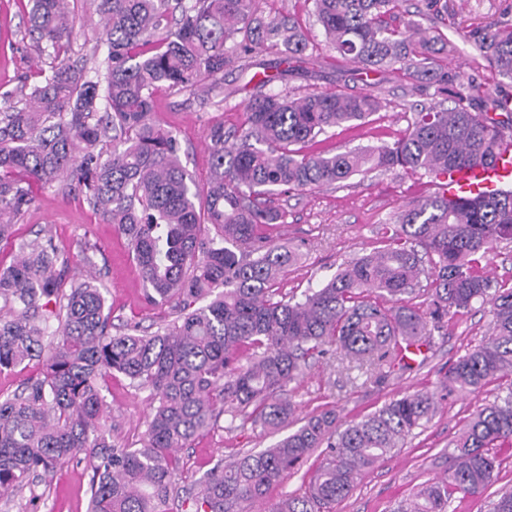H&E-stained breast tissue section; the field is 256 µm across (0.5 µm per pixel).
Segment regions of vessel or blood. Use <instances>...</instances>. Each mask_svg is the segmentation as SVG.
I'll return each instance as SVG.
<instances>
[{
    "label": "vessel or blood",
    "mask_w": 512,
    "mask_h": 512,
    "mask_svg": "<svg viewBox=\"0 0 512 512\" xmlns=\"http://www.w3.org/2000/svg\"><path fill=\"white\" fill-rule=\"evenodd\" d=\"M503 152L489 165L474 168H455L440 176L438 190L451 200H465L500 189L512 179V141L503 140Z\"/></svg>",
    "instance_id": "1"
}]
</instances>
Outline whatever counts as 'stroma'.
<instances>
[{
	"instance_id": "stroma-1",
	"label": "stroma",
	"mask_w": 512,
	"mask_h": 512,
	"mask_svg": "<svg viewBox=\"0 0 512 512\" xmlns=\"http://www.w3.org/2000/svg\"><path fill=\"white\" fill-rule=\"evenodd\" d=\"M259 6L268 15L288 13L296 17L309 34V50L316 59L314 65L295 72L287 81L274 83L272 92L298 96L336 89L371 91L383 101L382 109L365 122L319 134L312 151L334 154L393 144L408 126L410 104L444 102V95L432 81L412 80L399 72L369 73L341 59L327 46L322 28L310 13L309 0H260ZM28 8V0H0V112L18 100L24 77L35 74L37 58L25 37ZM437 8L438 22L446 26L454 45L446 64L449 73L466 74L478 85V93L472 94L469 102L473 111L497 115V101L512 94V81L495 76L468 37L492 22L512 23V0H439ZM75 13L69 58L81 65L91 60L103 34L89 0H77ZM251 93V88L231 73L225 76L223 90L201 97L165 90L157 93L154 116L179 138L182 163L197 181H204L209 171V127L221 123L229 130L239 128ZM434 191L430 175L398 168L356 175L328 189L277 196L275 204L283 211L284 221L265 227L264 232L274 242H289L302 251L299 262L282 277L281 291L301 294L308 285L330 279L338 267L353 258L383 247L386 226L394 222L397 213L412 200ZM15 229V245L0 251L4 262H11L16 244L48 236L68 257L71 275L78 277L87 269L81 243L96 242L94 271L112 309L113 323L136 324L153 331L170 320L169 306L145 302L144 286L125 238L95 214L81 193L40 191L38 203L20 216ZM491 321L487 304H474L453 316L446 331L432 337L421 365L379 386L347 383L333 359L311 364L289 386L294 416L302 421L332 407L340 420L348 421L403 394L423 387L437 388L449 364L487 338ZM497 392L498 385L493 382L480 392L440 402L426 426L416 429L403 447L367 471L332 512H394L400 500L434 482L447 468L449 441L477 409L494 400ZM104 395L112 415L113 444L138 447L154 405L150 391L133 387L119 375L109 382ZM279 438V433L249 424L241 427L232 424L230 415H221L211 431L181 449L183 467L178 482L191 484L218 462L271 447ZM322 459V450H315L298 472L271 487L265 500L253 505L250 512H267L288 495L302 492ZM90 478L86 464L63 463L51 477L23 491L0 495V512H87Z\"/></svg>"
}]
</instances>
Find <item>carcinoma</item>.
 <instances>
[{"mask_svg": "<svg viewBox=\"0 0 512 512\" xmlns=\"http://www.w3.org/2000/svg\"><path fill=\"white\" fill-rule=\"evenodd\" d=\"M69 0H29L27 32L52 57L20 88L22 106L0 113V245L14 220L37 203L35 188L60 179L128 241L151 305L174 303L175 318L151 334L114 327L92 279L68 281V260L52 239L18 247L0 265V371L40 365L38 376L0 398V493L20 492L65 460L91 468L88 512H244L317 449L324 457L301 495L271 512H328L357 480L429 421L438 396H467L512 377V286H493L481 260L512 242V190L450 205L421 197L394 220L390 243L341 267L297 298L275 299L300 247L259 232L283 221L273 196L330 187L373 169L431 175L485 164L512 126L461 102L413 109L393 144L334 155L305 151L317 135L364 121L382 108L369 92L289 97L264 88L307 64L306 31L291 15L264 17L256 0H90L104 31V70L67 62L74 32ZM309 0L340 57L373 71L430 78L448 36L421 19L438 0ZM475 48L512 79V24L487 28ZM256 69L259 92L228 146L224 126L208 129L210 173L199 184L182 166L181 142L153 118L155 95H195L224 84V68ZM427 288L426 309L405 297ZM492 305L490 337L453 361L437 391L405 394L344 427L336 409L309 417L273 447L218 463L177 488V451L217 424L221 413L262 429L293 425L285 397L316 357L334 356L382 383L413 370L408 353L476 303ZM248 352L246 363L239 353ZM121 374L157 402L139 448L112 444L102 394ZM512 449V380L448 443L450 465L397 512H449L454 496L475 497L498 480Z\"/></svg>", "mask_w": 512, "mask_h": 512, "instance_id": "obj_1", "label": "carcinoma"}]
</instances>
